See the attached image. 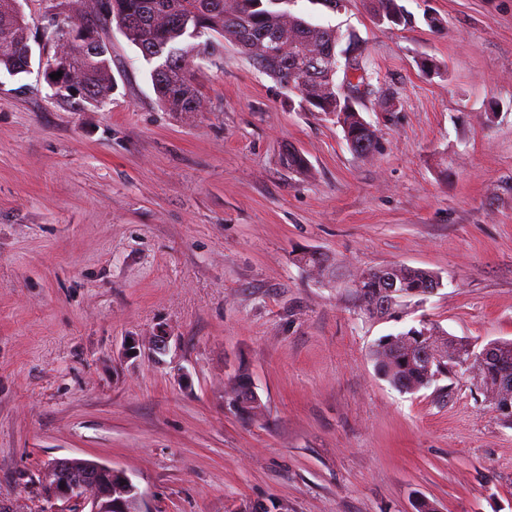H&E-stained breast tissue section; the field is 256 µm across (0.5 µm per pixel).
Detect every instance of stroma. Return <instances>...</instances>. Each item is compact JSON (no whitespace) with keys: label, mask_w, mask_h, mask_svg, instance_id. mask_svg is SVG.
<instances>
[{"label":"stroma","mask_w":512,"mask_h":512,"mask_svg":"<svg viewBox=\"0 0 512 512\" xmlns=\"http://www.w3.org/2000/svg\"><path fill=\"white\" fill-rule=\"evenodd\" d=\"M397 2L408 27L369 0L290 5L365 52L363 158L220 37L192 70L203 111L163 109L115 26L112 96L61 104L41 37L68 5L20 0L37 60L0 73L1 505L47 512L40 472L78 457L125 470L150 512H512V426L470 376L404 393L369 358L422 318L512 340V0ZM390 265L442 286L361 316L354 279ZM160 333L167 354L127 355ZM242 372L254 416L231 405ZM374 15L382 21L387 22L390 26L406 27L411 24V15L397 3V0H371Z\"/></svg>","instance_id":"1"}]
</instances>
